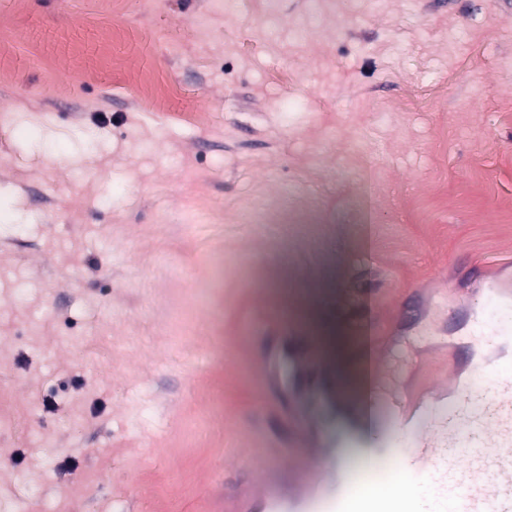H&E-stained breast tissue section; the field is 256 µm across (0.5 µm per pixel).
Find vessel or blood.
Here are the masks:
<instances>
[{
    "instance_id": "b4317fda",
    "label": "vessel or blood",
    "mask_w": 512,
    "mask_h": 512,
    "mask_svg": "<svg viewBox=\"0 0 512 512\" xmlns=\"http://www.w3.org/2000/svg\"><path fill=\"white\" fill-rule=\"evenodd\" d=\"M479 317L472 344L496 349L493 359L467 357L471 377H448L446 350H439L419 393L387 380L397 362L417 368L411 345L379 346L375 328L360 315V355L365 389L345 404L333 373L279 340L267 359L288 367L281 386L306 404L300 452L285 451L275 466L251 468L249 479L224 495L226 512H512V323L492 320L493 310L512 308V288L479 290ZM386 394L396 411L394 430L378 436L371 454L342 461L323 435L321 412L340 409L356 430L373 421L372 403ZM390 466L392 481L379 472Z\"/></svg>"
}]
</instances>
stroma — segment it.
<instances>
[{"instance_id":"35a3bbf8","label":"stroma","mask_w":512,"mask_h":512,"mask_svg":"<svg viewBox=\"0 0 512 512\" xmlns=\"http://www.w3.org/2000/svg\"><path fill=\"white\" fill-rule=\"evenodd\" d=\"M220 2L0 0L7 512H224L234 449L299 445L265 337L355 402L361 307L453 373L449 307L512 282V0Z\"/></svg>"}]
</instances>
